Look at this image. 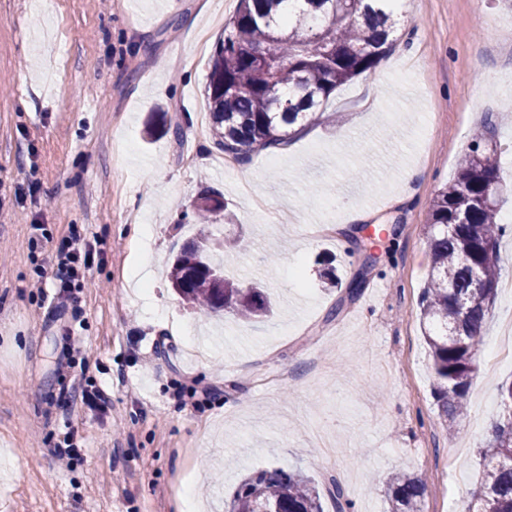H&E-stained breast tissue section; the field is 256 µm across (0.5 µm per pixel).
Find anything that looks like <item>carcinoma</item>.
Instances as JSON below:
<instances>
[{
  "label": "carcinoma",
  "mask_w": 512,
  "mask_h": 512,
  "mask_svg": "<svg viewBox=\"0 0 512 512\" xmlns=\"http://www.w3.org/2000/svg\"><path fill=\"white\" fill-rule=\"evenodd\" d=\"M393 0H240L234 19L209 61L206 95L210 132L227 155L286 146L319 117L323 102L345 83L373 69L392 45ZM166 113L146 122L149 136L169 133ZM500 182L497 144L476 134L456 176L433 200L428 224L431 272L420 301L434 394L448 433L458 431L479 373L482 331L504 268L497 214L505 197L483 201ZM224 210V198L205 192L195 219ZM203 235L186 244L170 283L192 307L256 320L270 312L265 292L242 288L210 270H224ZM480 279L488 288L475 287ZM464 310H459V306ZM499 412L477 448L482 474L472 492L475 512H512V380L498 385ZM426 487L409 475L392 476L389 512H423ZM229 512H324L312 479L299 470L258 469L240 481Z\"/></svg>",
  "instance_id": "carcinoma-1"
}]
</instances>
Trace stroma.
Instances as JSON below:
<instances>
[{
	"instance_id": "1",
	"label": "stroma",
	"mask_w": 512,
	"mask_h": 512,
	"mask_svg": "<svg viewBox=\"0 0 512 512\" xmlns=\"http://www.w3.org/2000/svg\"><path fill=\"white\" fill-rule=\"evenodd\" d=\"M238 6L0 0V512H187L190 488L200 512H224L239 481L271 465L308 475L325 512L335 484L352 512H388L398 471L427 483L424 512H465L497 386L512 377V291L497 290L452 436L419 301L430 207L475 128L491 132L512 185V57L498 44L512 0H409L395 46L338 87L318 123L235 159L200 122ZM159 111L173 131L148 137ZM21 184L32 195L16 197ZM208 188L226 207L203 228L192 215ZM354 208L366 216L355 227ZM34 224L47 236L37 248ZM138 224L150 238H135ZM202 229L233 243L227 277L265 287L266 321L201 318L171 288L173 258ZM75 231L107 246L76 319L53 288L30 286ZM369 253L353 300L320 279L331 257L349 283ZM144 261L147 288L132 276ZM76 374L109 391L107 415L64 405ZM70 429L80 449L66 467L55 447Z\"/></svg>"
}]
</instances>
